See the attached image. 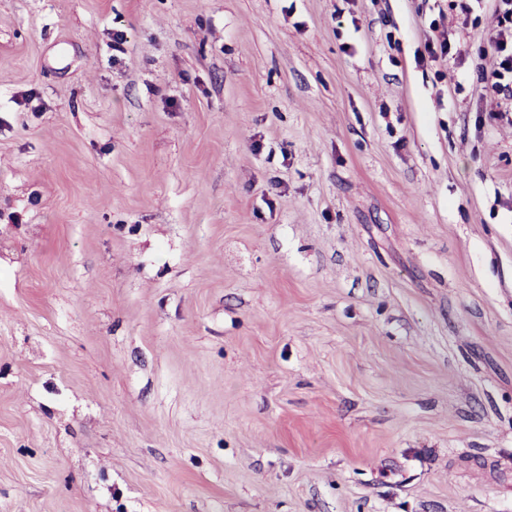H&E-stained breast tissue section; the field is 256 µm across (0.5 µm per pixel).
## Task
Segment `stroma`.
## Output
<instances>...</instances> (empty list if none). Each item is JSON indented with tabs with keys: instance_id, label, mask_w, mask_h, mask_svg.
Returning <instances> with one entry per match:
<instances>
[{
	"instance_id": "1",
	"label": "stroma",
	"mask_w": 512,
	"mask_h": 512,
	"mask_svg": "<svg viewBox=\"0 0 512 512\" xmlns=\"http://www.w3.org/2000/svg\"><path fill=\"white\" fill-rule=\"evenodd\" d=\"M470 7L0 0V512H512ZM452 45L447 37L433 39H426L423 44V49L419 51L418 58L420 62H424L426 58L431 61H436L439 58H445L451 55Z\"/></svg>"
}]
</instances>
